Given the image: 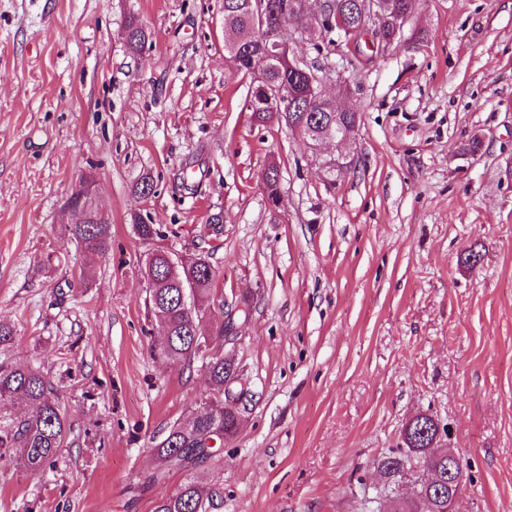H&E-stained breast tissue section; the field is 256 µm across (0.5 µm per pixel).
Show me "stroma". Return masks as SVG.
I'll use <instances>...</instances> for the list:
<instances>
[{"instance_id": "obj_1", "label": "stroma", "mask_w": 512, "mask_h": 512, "mask_svg": "<svg viewBox=\"0 0 512 512\" xmlns=\"http://www.w3.org/2000/svg\"><path fill=\"white\" fill-rule=\"evenodd\" d=\"M314 35L292 50L360 115L332 185L287 127L250 122L221 0H0V365L39 367L71 424L55 466L0 469V512H153L183 482L140 489L151 446L210 393L151 355L158 247L207 253L235 323L248 396L222 468L197 471L217 512H376L374 465L419 414L467 469L457 512H512V0H416L357 68L341 42L316 57ZM86 173L112 220L101 255L64 237Z\"/></svg>"}]
</instances>
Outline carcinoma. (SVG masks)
I'll return each mask as SVG.
<instances>
[{"label":"carcinoma","mask_w":512,"mask_h":512,"mask_svg":"<svg viewBox=\"0 0 512 512\" xmlns=\"http://www.w3.org/2000/svg\"><path fill=\"white\" fill-rule=\"evenodd\" d=\"M288 2V15H283L282 4ZM266 4V27L274 28L285 20L303 15L305 0H263ZM416 0H383L379 23L382 35L393 42L400 34V24L411 16ZM224 28L230 33L228 43L238 45L234 64L246 70L258 56L265 31L256 24L257 0H223ZM329 14L338 10L348 22L357 25L367 17L370 0H333ZM148 35L138 19H129L126 42L133 52L141 50ZM317 68L306 61L284 58L272 63L265 78L252 88L249 112L258 125L277 123L293 128L304 123L306 138L318 136L330 126L333 132L355 131L357 114L353 111L336 112V101L305 94L309 76ZM281 88L293 97L294 107L288 112L279 110L276 100L268 90ZM265 193L270 205L277 207L282 200L278 169L268 168ZM134 228L139 238L150 240L162 236L154 224L134 216ZM66 241L88 252H104L112 241V224L89 221L85 224L64 225ZM166 251L158 250L145 270L153 273L157 288L155 299L146 307L147 315L155 318L166 334L160 336L154 358L163 362L180 363L185 368L193 366L204 371L212 387L204 405V413H194L183 422H174L163 439L151 452L159 461L158 470L147 479L155 484L164 481L173 471L186 472L184 482L173 492L155 502L153 512H214L218 491L203 485L194 470L203 464L218 466L222 461L220 447L224 438L233 436L239 426V416L224 410V384L236 373L237 367L224 360V354L204 358L203 350H217L224 345V298L216 294L214 283L217 271L207 256L189 269L178 268L172 273L164 257ZM214 319L219 326L210 332L204 322ZM18 401L23 412L10 420L0 422V464L17 462L30 469L53 465L63 448L67 447L70 427L65 412L55 399L54 389L48 378L37 368L25 362L0 366V402ZM416 423L430 430L428 436L413 429L418 436L416 447L392 449L375 463V469L385 481L396 485L403 482L405 463L414 459L422 473L430 475L428 482L418 484L409 496L395 495L396 512H416L417 501L430 500L436 512H448V458L426 446L425 440L438 433L433 419L421 415Z\"/></svg>","instance_id":"carcinoma-1"}]
</instances>
